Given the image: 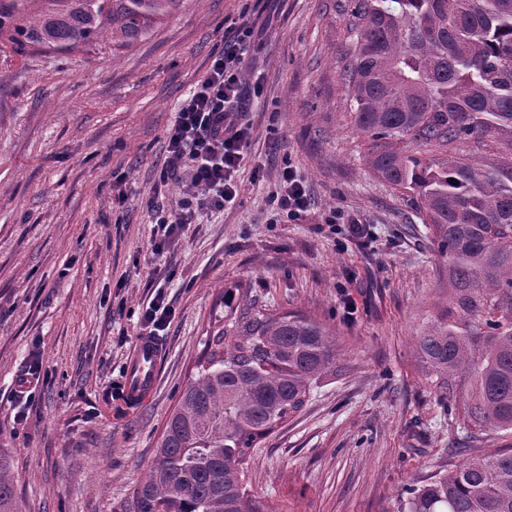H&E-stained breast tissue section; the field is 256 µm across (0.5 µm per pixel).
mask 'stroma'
<instances>
[{
    "mask_svg": "<svg viewBox=\"0 0 512 512\" xmlns=\"http://www.w3.org/2000/svg\"><path fill=\"white\" fill-rule=\"evenodd\" d=\"M351 0H186L131 47L0 49V448L22 512H121L224 317V291L335 327L344 374L252 452L263 512H401L436 472L512 446L466 437L428 385L413 338L447 296L407 195L370 173L342 82ZM249 128L239 194L155 252L154 209L178 208L166 133L240 19ZM310 211L270 203L286 164ZM356 214L370 232L326 224ZM160 382L124 405L125 362L156 292Z\"/></svg>",
    "mask_w": 512,
    "mask_h": 512,
    "instance_id": "35a3bbf8",
    "label": "stroma"
}]
</instances>
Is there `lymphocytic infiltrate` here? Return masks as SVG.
Wrapping results in <instances>:
<instances>
[{"mask_svg": "<svg viewBox=\"0 0 512 512\" xmlns=\"http://www.w3.org/2000/svg\"><path fill=\"white\" fill-rule=\"evenodd\" d=\"M252 34L251 28L238 29L183 102L167 133L172 166L183 168L193 189L182 197L178 212L157 218V249H165L178 237L195 209L204 204L220 209L237 195L235 174L244 159L247 127L235 113L243 98L240 65ZM274 203L280 217L291 221L306 217L308 193L296 168L284 170Z\"/></svg>", "mask_w": 512, "mask_h": 512, "instance_id": "lymphocytic-infiltrate-1", "label": "lymphocytic infiltrate"}]
</instances>
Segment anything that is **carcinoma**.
Segmentation results:
<instances>
[{
	"label": "carcinoma",
	"instance_id": "carcinoma-1",
	"mask_svg": "<svg viewBox=\"0 0 512 512\" xmlns=\"http://www.w3.org/2000/svg\"><path fill=\"white\" fill-rule=\"evenodd\" d=\"M183 2L0 0V41L20 55L125 47ZM350 26L342 79L366 164L410 193L448 286L417 357L464 432L512 434V0H355ZM224 295V325L123 512H262L244 485L251 450L341 371L329 326ZM407 494L404 512H512V448ZM0 512H22L3 448Z\"/></svg>",
	"mask_w": 512,
	"mask_h": 512
}]
</instances>
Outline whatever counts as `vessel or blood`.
<instances>
[{
	"mask_svg": "<svg viewBox=\"0 0 512 512\" xmlns=\"http://www.w3.org/2000/svg\"><path fill=\"white\" fill-rule=\"evenodd\" d=\"M162 346L154 337H141L125 367L123 396L128 405L146 402L154 392L158 380Z\"/></svg>",
	"mask_w": 512,
	"mask_h": 512,
	"instance_id": "vessel-or-blood-1",
	"label": "vessel or blood"
}]
</instances>
